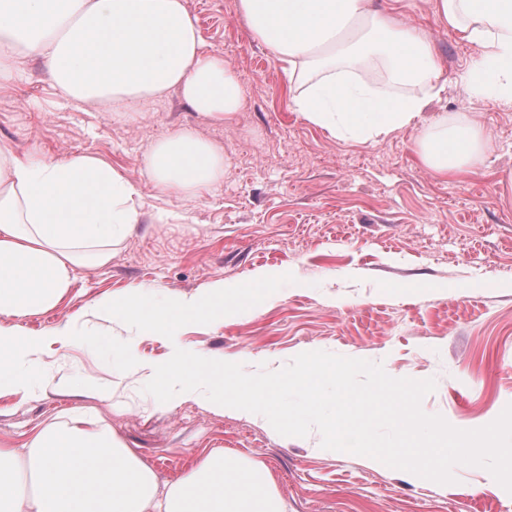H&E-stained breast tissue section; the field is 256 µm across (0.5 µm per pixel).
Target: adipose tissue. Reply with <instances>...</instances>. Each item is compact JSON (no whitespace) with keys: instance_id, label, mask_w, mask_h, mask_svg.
<instances>
[{"instance_id":"ef3b65f1","label":"adipose tissue","mask_w":512,"mask_h":512,"mask_svg":"<svg viewBox=\"0 0 512 512\" xmlns=\"http://www.w3.org/2000/svg\"><path fill=\"white\" fill-rule=\"evenodd\" d=\"M434 17L478 49L463 78L512 106V0H433ZM252 37L283 65L297 112L339 139L366 143L416 129L421 164L448 179L484 161L476 121L426 120L445 89L426 30L397 0H237ZM47 62L59 95L140 111L169 93L207 118L229 122L243 87L223 56L207 51L185 0H0V83L19 59ZM154 191L198 197L224 179V151L194 129L152 140L142 156ZM138 184L90 153L55 159L16 154L0 141V395L66 392L70 380L49 346L89 341L87 322L26 335L22 318L68 294L80 259L107 265L143 217ZM271 277L247 287L216 282L157 302L141 293L108 299L91 314L177 336L189 322L224 318V294L257 301ZM0 512H286L262 464L214 450L167 484L100 420L56 417L22 447L0 444Z\"/></svg>"}]
</instances>
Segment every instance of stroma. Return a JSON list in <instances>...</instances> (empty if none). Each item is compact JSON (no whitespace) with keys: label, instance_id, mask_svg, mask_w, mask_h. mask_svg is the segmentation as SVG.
<instances>
[{"label":"stroma","instance_id":"35a3bbf8","mask_svg":"<svg viewBox=\"0 0 512 512\" xmlns=\"http://www.w3.org/2000/svg\"><path fill=\"white\" fill-rule=\"evenodd\" d=\"M206 48L223 55L245 90L229 124L177 96L118 121L111 111L63 100L48 65L22 61L0 87V140L18 154L90 152L141 185L145 215L111 262L77 266L69 295L23 319L30 334L74 320L87 305L134 289L162 301L207 284L273 274L268 298L220 323L186 325L175 343L102 323L99 342L65 349L73 391L0 396V442L21 446L52 417L92 409L159 483L215 448L264 464L288 512H512V494L480 467L456 466L441 485L368 458L322 448L318 430L286 438L233 413L188 400L151 410L140 362L180 348L276 371L326 351L382 364L394 378L435 379L422 409L467 429L512 403V107L469 90L477 49L438 25L431 0H404V18L430 34L447 81L424 117L479 122L483 164L444 180L420 165L415 132L374 142L339 140L294 110L281 63L256 42L236 0H186ZM185 126L224 149V180L194 199L157 195L142 168L153 139ZM111 384L112 398L79 394Z\"/></svg>","mask_w":512,"mask_h":512}]
</instances>
